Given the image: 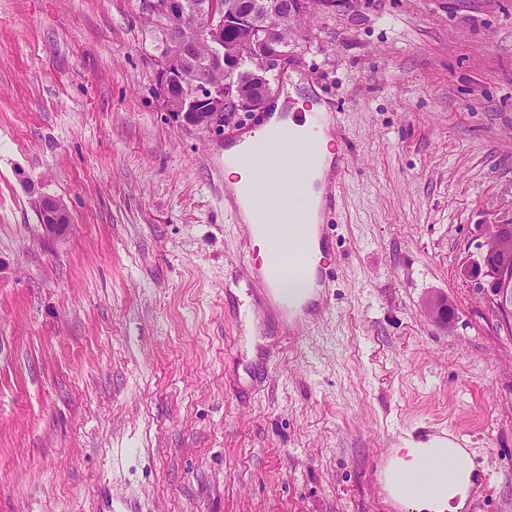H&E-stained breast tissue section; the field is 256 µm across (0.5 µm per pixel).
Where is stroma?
<instances>
[{"label": "stroma", "mask_w": 512, "mask_h": 512, "mask_svg": "<svg viewBox=\"0 0 512 512\" xmlns=\"http://www.w3.org/2000/svg\"><path fill=\"white\" fill-rule=\"evenodd\" d=\"M146 0H0V512H386L372 459L431 426L512 512V329L462 266L512 222V0H336L273 97L340 114L314 338L240 321L223 139L156 90ZM71 216L45 237L34 200ZM448 306L447 320L432 306Z\"/></svg>", "instance_id": "stroma-1"}]
</instances>
